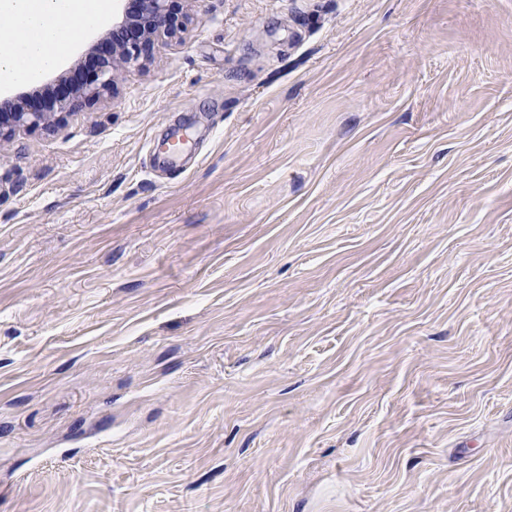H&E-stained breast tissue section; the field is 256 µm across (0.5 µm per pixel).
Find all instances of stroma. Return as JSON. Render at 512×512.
<instances>
[{"label": "stroma", "instance_id": "35a3bbf8", "mask_svg": "<svg viewBox=\"0 0 512 512\" xmlns=\"http://www.w3.org/2000/svg\"><path fill=\"white\" fill-rule=\"evenodd\" d=\"M178 6L0 146V512H512V0ZM138 14L126 17L119 30L125 29L118 41L113 37L109 48L96 64L88 67L80 80L70 88L42 103L0 99V142L16 133L31 129H52L65 115L97 102L116 88V73L144 58L156 40L173 38L186 27V18L174 10L177 0H140ZM117 30L116 32H118Z\"/></svg>", "mask_w": 512, "mask_h": 512}]
</instances>
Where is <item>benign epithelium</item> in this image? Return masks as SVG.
Segmentation results:
<instances>
[{
  "label": "benign epithelium",
  "instance_id": "benign-epithelium-1",
  "mask_svg": "<svg viewBox=\"0 0 512 512\" xmlns=\"http://www.w3.org/2000/svg\"><path fill=\"white\" fill-rule=\"evenodd\" d=\"M176 0H140L138 14L120 25L124 36L109 42L98 62L88 67L80 80L42 103L0 99V142L31 129H52L80 108L97 102L116 88V73L144 58L154 42L173 38L186 27L185 18L174 10Z\"/></svg>",
  "mask_w": 512,
  "mask_h": 512
}]
</instances>
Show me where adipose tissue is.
Returning <instances> with one entry per match:
<instances>
[{
  "instance_id": "1",
  "label": "adipose tissue",
  "mask_w": 512,
  "mask_h": 512,
  "mask_svg": "<svg viewBox=\"0 0 512 512\" xmlns=\"http://www.w3.org/2000/svg\"><path fill=\"white\" fill-rule=\"evenodd\" d=\"M111 8V0H0V92L60 66Z\"/></svg>"
}]
</instances>
